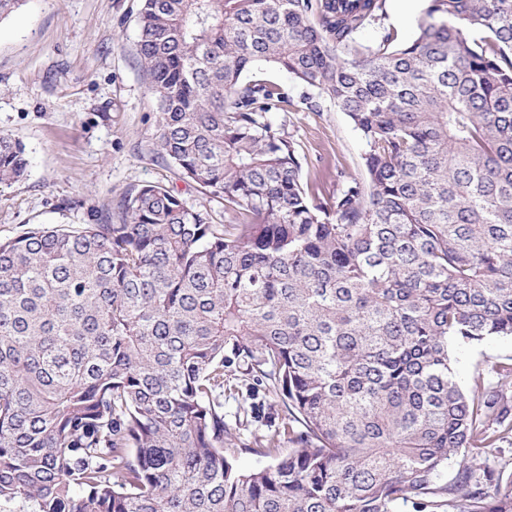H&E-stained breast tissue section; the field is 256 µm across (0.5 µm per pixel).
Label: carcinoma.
<instances>
[{"label": "carcinoma", "mask_w": 512, "mask_h": 512, "mask_svg": "<svg viewBox=\"0 0 512 512\" xmlns=\"http://www.w3.org/2000/svg\"><path fill=\"white\" fill-rule=\"evenodd\" d=\"M428 2L396 46L385 0H143L159 155L226 223L147 183L0 239V512H512V472L445 478L512 447V363L467 393L451 354L512 336V0ZM262 63L364 179L316 196ZM27 168L0 136V184ZM246 79L276 83L293 97L288 112H273L270 118L299 144L306 158L304 178L316 182L320 198L336 195L350 177H365V145L344 112L275 66L260 64Z\"/></svg>", "instance_id": "cac0c4a2"}]
</instances>
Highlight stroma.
I'll return each mask as SVG.
<instances>
[{"label":"stroma","instance_id":"1","mask_svg":"<svg viewBox=\"0 0 512 512\" xmlns=\"http://www.w3.org/2000/svg\"><path fill=\"white\" fill-rule=\"evenodd\" d=\"M427 0H386L385 24L398 43L418 33ZM142 0H25L0 20V134L20 140L26 177L0 185V238L37 228L98 223L125 192L152 182L173 188L187 205L224 221V201L180 180L159 158L155 114L136 51ZM249 79L276 83L293 107L272 113L300 146L304 177L320 197L347 178H363L365 145L331 102L285 70L261 64ZM454 368L470 390L482 361L512 359V337L453 348Z\"/></svg>","mask_w":512,"mask_h":512}]
</instances>
